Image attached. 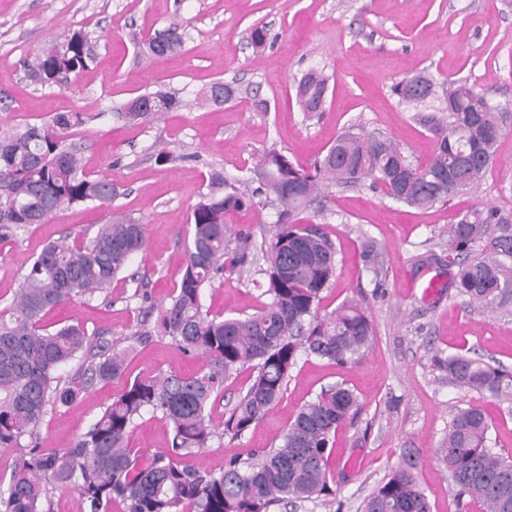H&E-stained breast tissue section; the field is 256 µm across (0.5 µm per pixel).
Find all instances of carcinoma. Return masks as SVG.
Here are the masks:
<instances>
[{"label": "carcinoma", "instance_id": "1", "mask_svg": "<svg viewBox=\"0 0 512 512\" xmlns=\"http://www.w3.org/2000/svg\"><path fill=\"white\" fill-rule=\"evenodd\" d=\"M142 54L162 44L178 51L182 25L171 23L148 37H133ZM91 59L86 35L74 30L40 53L22 60L27 74L47 86H65ZM436 82L417 73L397 83L400 101L418 106L416 123L435 143L431 158L413 160L392 139L363 126L342 131L326 153L303 168L270 149L248 176L230 181L213 170L207 192L189 216L185 258L170 301L142 310L131 339L155 334L205 360L194 375L130 377L132 345L122 349L94 341L85 327L67 323L53 330L43 318L77 299L107 295L145 247L144 224L114 215L90 237H64L33 254L21 287L0 312V449H23L6 487L0 512H43L55 488L76 491L80 512H268L335 494L328 461L337 429L361 411L357 396L336 385L322 390L297 413L276 448L256 457L230 458L218 473L182 462L223 435L237 438L280 400L303 351L339 365L360 359L374 329L358 305L344 303L320 313L321 294L335 275V248L316 225L300 224V211L331 185L367 180L396 202L427 207L476 186L492 166L508 105L492 104L465 80H452L444 105L427 108ZM296 100L308 113L324 111L328 79L311 70L295 84ZM185 106L180 91L160 87L138 95L116 111L119 119L152 121ZM83 121L79 112H60L48 122L25 123L0 134V240L44 224L60 209L96 202L112 207L117 189L106 175L92 177L70 142ZM278 202L270 237L227 236L224 216L244 207ZM448 265L457 271L448 287L485 308H501L512 297V225L496 208H474L448 225ZM254 271L266 279L271 301L243 317L212 315L203 308L204 290L225 269ZM81 356L86 366L60 383L57 371ZM435 366L457 385L512 403V371L468 354L437 355ZM250 383L216 425L210 412L224 382L242 370ZM123 382L100 417L61 452L37 445V428L48 408L74 403L96 383ZM159 411L171 427V447L148 464L129 446L142 412ZM490 424L480 410L461 408L448 424L437 460L450 474L457 495L481 503L483 512H512V461L487 446ZM413 454L405 456L364 501L363 512H432L419 486Z\"/></svg>", "mask_w": 512, "mask_h": 512}]
</instances>
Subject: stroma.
<instances>
[{
	"instance_id": "1",
	"label": "stroma",
	"mask_w": 512,
	"mask_h": 512,
	"mask_svg": "<svg viewBox=\"0 0 512 512\" xmlns=\"http://www.w3.org/2000/svg\"><path fill=\"white\" fill-rule=\"evenodd\" d=\"M176 20L185 29L179 53L137 52L133 35L154 34ZM257 26L267 32L260 48L250 38ZM73 30L88 36L94 56L89 68L62 88L31 83L23 58ZM310 70L329 78L325 110L315 117L295 102L294 84ZM419 71L440 81H468L494 102L512 103V0H0V98L9 105L0 112V130L39 124L59 112L83 114L72 140L83 149L87 171L111 175L118 189L113 208L146 226L147 247L132 257L130 268L147 284L154 305L167 302L177 285L190 209L212 170L231 180L245 177L272 147L306 165L353 123L382 132L412 158L426 161L434 141L392 93L397 82ZM216 81L236 88L233 102L186 108L142 124L111 112L163 84L190 96ZM256 95L267 100V111L253 108ZM504 122L496 163L477 186L448 203L409 207L365 184L332 188L323 209L303 213L304 222L320 225L336 250L335 276L322 293L321 311L356 302L374 325V339L359 361L342 366L299 353L278 404L240 437L214 441L188 457V464L217 472L230 456L246 458L278 446L300 408L338 384L356 394L362 411L336 433L330 459L335 497L269 512H360L364 498L409 453L432 512H479L476 504L460 509L434 450L456 409L475 406L492 424L489 447L512 455V405L449 381L434 369L433 358L462 352L512 369V306L490 312L448 289L443 235L459 214L476 207H496L512 221V113ZM161 143L177 161L156 162ZM108 217L106 209L76 206L0 241V309L12 301L32 254L61 236L92 234ZM276 221L271 206L225 218L229 234L245 231L257 242ZM370 241L380 249L375 271L362 258ZM430 251L437 261L421 266V256ZM432 279L439 287L429 295L424 288ZM134 290V283H113L109 297L61 306L45 322L54 329L77 321L89 334L123 347L136 330L141 305ZM269 301L247 272H224L203 297L205 309L221 316L251 314ZM203 364L170 338L154 336L135 343L128 372L190 375ZM120 389L117 382L98 384L73 404L49 411L38 429L41 448L71 447ZM170 442L161 413L144 411L131 447L149 456Z\"/></svg>"
}]
</instances>
